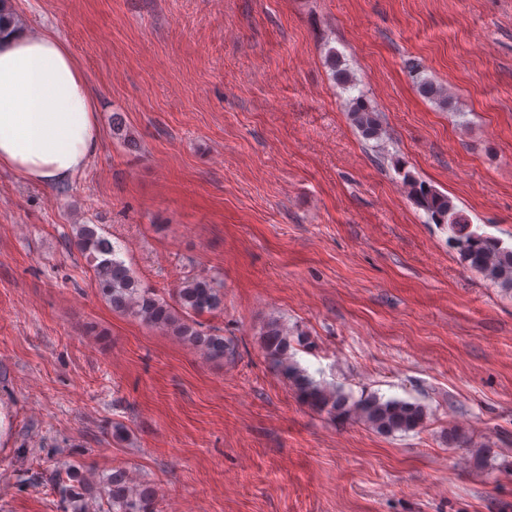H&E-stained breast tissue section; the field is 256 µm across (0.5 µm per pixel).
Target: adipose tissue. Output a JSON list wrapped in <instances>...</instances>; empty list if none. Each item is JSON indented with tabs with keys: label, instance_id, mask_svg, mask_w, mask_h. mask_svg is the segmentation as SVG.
Here are the masks:
<instances>
[{
	"label": "adipose tissue",
	"instance_id": "ef3b65f1",
	"mask_svg": "<svg viewBox=\"0 0 512 512\" xmlns=\"http://www.w3.org/2000/svg\"><path fill=\"white\" fill-rule=\"evenodd\" d=\"M102 139L86 73L50 32L0 28V166L36 183L79 174Z\"/></svg>",
	"mask_w": 512,
	"mask_h": 512
}]
</instances>
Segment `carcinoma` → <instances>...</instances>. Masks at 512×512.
I'll return each instance as SVG.
<instances>
[{"label":"carcinoma","mask_w":512,"mask_h":512,"mask_svg":"<svg viewBox=\"0 0 512 512\" xmlns=\"http://www.w3.org/2000/svg\"><path fill=\"white\" fill-rule=\"evenodd\" d=\"M418 89L428 99L448 103L447 91L430 80L420 81ZM349 117L365 138L377 139L382 134L381 115L363 96L353 99ZM403 187L413 204L433 223L449 225L455 246L471 269L512 292V248L502 246L495 237L472 230L469 219L452 198L426 182L407 173ZM74 230L70 244L91 263L96 288L112 311L170 331L212 359L224 358L228 349L224 334L216 329H202L197 320L204 314L224 310L223 283L208 275L195 274L183 279L167 299L133 274L119 257L120 249L100 232L98 225L76 224ZM263 345L275 372L288 381L303 403L318 412L335 419L354 414L382 433H406L424 424L426 413L417 403L384 399L376 394L352 401L341 390L331 391L316 383L288 356L291 348L288 331L276 321L263 333ZM104 483L112 501V512H157L153 488L147 484H132L125 469H112ZM86 491L83 476L76 470L70 471L68 482L59 487L62 500L74 512H84Z\"/></svg>","instance_id":"obj_1"}]
</instances>
